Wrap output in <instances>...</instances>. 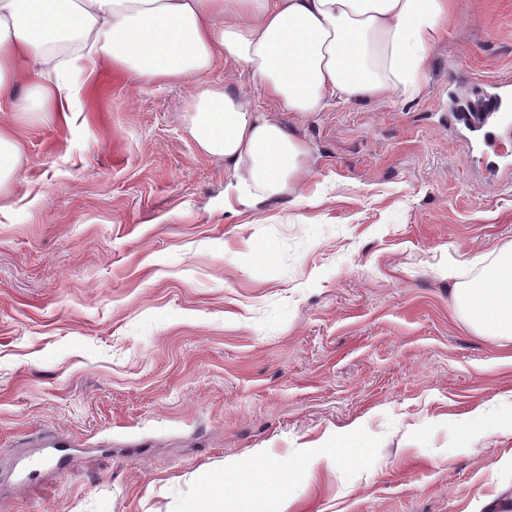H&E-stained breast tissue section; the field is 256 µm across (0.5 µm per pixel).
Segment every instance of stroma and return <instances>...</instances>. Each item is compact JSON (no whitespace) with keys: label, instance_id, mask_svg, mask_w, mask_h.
Returning <instances> with one entry per match:
<instances>
[{"label":"stroma","instance_id":"35a3bbf8","mask_svg":"<svg viewBox=\"0 0 512 512\" xmlns=\"http://www.w3.org/2000/svg\"><path fill=\"white\" fill-rule=\"evenodd\" d=\"M458 2L413 99L298 117L210 73L305 148L302 185L255 209H225L187 130L194 79L86 63L71 123L0 111V449L68 441L0 477V512H191L218 477L238 512H472L512 487V355L454 311L512 245V172L448 125L449 97L512 83V0ZM480 405L494 432L460 429ZM19 146L10 131L0 130V187L13 181L17 175L16 159Z\"/></svg>","mask_w":512,"mask_h":512}]
</instances>
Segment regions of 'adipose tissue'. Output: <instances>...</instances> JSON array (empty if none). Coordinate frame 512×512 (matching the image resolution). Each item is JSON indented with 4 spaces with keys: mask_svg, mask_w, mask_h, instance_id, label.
<instances>
[{
    "mask_svg": "<svg viewBox=\"0 0 512 512\" xmlns=\"http://www.w3.org/2000/svg\"><path fill=\"white\" fill-rule=\"evenodd\" d=\"M457 9V0H0V105L66 117L73 69L99 59L137 82L198 79L189 132L223 159L238 204L255 207L301 183L305 151L242 93L209 83L215 67H238L280 111L300 116L333 97L414 98ZM21 81L26 97L8 96ZM455 313L477 335L512 343V248L457 290Z\"/></svg>",
    "mask_w": 512,
    "mask_h": 512,
    "instance_id": "ef3b65f1",
    "label": "adipose tissue"
}]
</instances>
